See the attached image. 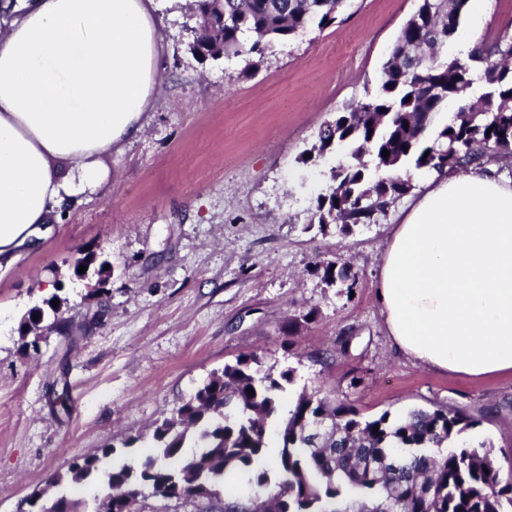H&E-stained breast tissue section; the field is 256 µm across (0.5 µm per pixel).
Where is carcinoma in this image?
<instances>
[{"mask_svg": "<svg viewBox=\"0 0 512 512\" xmlns=\"http://www.w3.org/2000/svg\"><path fill=\"white\" fill-rule=\"evenodd\" d=\"M194 2L201 22L188 28L191 51L203 59L245 54L257 68L274 44L333 23L345 0ZM467 3L419 0L382 64L376 90L323 126L301 155L302 163L314 164L347 149L348 159L330 168L326 192L317 197L320 226L336 224L346 233L386 214L414 189L412 169L464 171L512 154V67L505 64L512 60V36L478 43L467 62L437 58L456 35ZM476 84L488 89L481 109L461 106L434 125L448 100L463 98ZM323 272L349 289L356 285L346 265L331 261ZM48 313L52 327L64 326L61 308L35 306L20 327ZM293 382L294 370L263 372L257 354H242L155 424L154 454L139 468H103V460L117 454L105 446L72 459L52 484L93 481L106 512H122L144 487L165 499L218 502L224 474L240 470L250 474V499L262 512H512V462L505 475L491 447L460 438L480 420L445 408L364 418L350 403L305 392L283 417L281 397ZM316 422L330 430L311 447L308 432ZM272 434L278 452L270 465ZM190 437L199 452L187 456L182 448ZM272 484L278 491L268 496Z\"/></svg>", "mask_w": 512, "mask_h": 512, "instance_id": "carcinoma-1", "label": "carcinoma"}]
</instances>
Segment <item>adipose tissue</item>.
I'll return each instance as SVG.
<instances>
[{
	"instance_id": "adipose-tissue-1",
	"label": "adipose tissue",
	"mask_w": 512,
	"mask_h": 512,
	"mask_svg": "<svg viewBox=\"0 0 512 512\" xmlns=\"http://www.w3.org/2000/svg\"><path fill=\"white\" fill-rule=\"evenodd\" d=\"M157 0H23L0 14V263L109 177L157 85ZM376 281L392 346L438 373L512 376V178L423 172Z\"/></svg>"
}]
</instances>
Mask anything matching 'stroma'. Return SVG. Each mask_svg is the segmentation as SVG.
<instances>
[{
    "instance_id": "35a3bbf8",
    "label": "stroma",
    "mask_w": 512,
    "mask_h": 512,
    "mask_svg": "<svg viewBox=\"0 0 512 512\" xmlns=\"http://www.w3.org/2000/svg\"><path fill=\"white\" fill-rule=\"evenodd\" d=\"M418 0H349L335 23L279 44L255 71L247 56L203 60L187 45L193 0H160V78L144 134L105 157L108 182L81 195L48 238L0 269V512H29L45 490L95 512V487H50L72 458L121 446L169 417L225 362L259 354L307 391L361 416L415 408L478 418L466 439L512 454V376L425 369L394 352L375 281L394 212L348 234L312 221L330 167L300 155L320 127L374 90ZM512 34V0L467 5L469 41ZM81 252L112 274L77 277ZM350 265L353 291L319 262ZM60 298L66 333L20 348L34 305ZM315 311L292 333L289 318Z\"/></svg>"
}]
</instances>
